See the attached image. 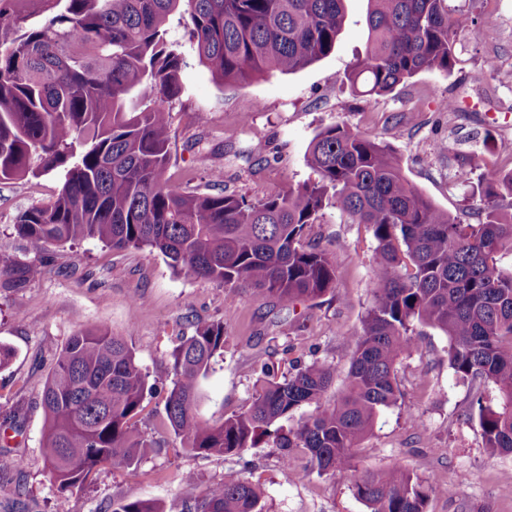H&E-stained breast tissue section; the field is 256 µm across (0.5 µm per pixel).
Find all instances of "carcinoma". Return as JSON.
Instances as JSON below:
<instances>
[{"label":"carcinoma","instance_id":"carcinoma-1","mask_svg":"<svg viewBox=\"0 0 512 512\" xmlns=\"http://www.w3.org/2000/svg\"><path fill=\"white\" fill-rule=\"evenodd\" d=\"M368 42L342 85L359 97L386 95L421 72L451 74L457 34L476 26L496 43L493 15L449 9L448 0H370ZM189 18L199 62L220 83L295 73L328 55L345 0H0V179L62 168L53 201L14 224L31 250L96 238L115 250L158 252L182 274L271 296L288 309L334 292L336 261L309 242L329 205L377 242L373 304L349 340L344 392L324 403L332 366L312 362L281 379L264 372L243 411L219 423L196 412L201 382L224 355L225 324L196 325L171 352L169 382L150 380L128 341L103 328L71 336L41 391L47 418L42 455L58 505L103 467L133 471L156 441L138 428L144 401L166 389V427L198 456L237 459L263 445L296 481L315 470L350 472L369 512H426L443 492L406 467L357 471L354 451L379 411L397 404L396 366L419 339L417 326L449 338L448 365L476 391L467 414L484 447L512 454V168L459 154L479 171L477 222L439 209L404 175L388 144L345 124L321 129L308 147L314 178L253 199L208 174L216 193L188 191L165 177L170 160L167 104L181 93L186 61L166 39L168 17ZM304 405L296 427L282 421ZM309 468L293 467L295 451ZM112 512H162L147 499L112 501ZM186 512H266L260 488L231 473L191 498Z\"/></svg>","mask_w":512,"mask_h":512}]
</instances>
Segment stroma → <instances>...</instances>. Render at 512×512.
I'll list each match as a JSON object with an SVG mask.
<instances>
[{
	"label": "stroma",
	"mask_w": 512,
	"mask_h": 512,
	"mask_svg": "<svg viewBox=\"0 0 512 512\" xmlns=\"http://www.w3.org/2000/svg\"><path fill=\"white\" fill-rule=\"evenodd\" d=\"M455 9L477 8L498 20L499 40L485 47L477 28L457 40L460 64L452 74L433 70L383 96L356 97L341 77L367 41L368 0H347L335 49L311 66L278 72L244 84H221L197 61L188 16H169L167 37L187 65L181 95L170 102L172 145L167 175L188 189L205 190V172L223 169L229 188L254 197L295 187L312 176L307 148L324 127L345 123L390 144L404 174L441 209L475 222L471 187L476 173L457 167V152L483 154L503 167L512 158L486 152L484 136L512 146V0H448ZM456 99L453 112L441 98ZM447 149L438 153L437 142ZM63 171L0 180V343L14 351L0 370V453L22 458L21 471H0V512H54L57 487L44 465L45 414L40 393L70 336L104 327L123 336L151 378L168 374L169 354L200 321L231 314L224 355L202 384L199 413L217 420L244 409L263 368L277 375L296 364L326 360L334 367L329 398L344 388L349 339L370 308L371 270L377 243L368 225L352 223L326 207L310 238L336 259V291L284 310L239 289L175 273L168 259L149 250L113 251L96 239L32 251L14 229L18 214L58 194ZM42 270L30 276L32 267ZM143 305L131 310L130 299ZM448 338L426 327L417 347L397 366L400 398L383 409L356 450L357 468L401 464L423 480L451 485L430 497L427 512H512V456L484 447L476 424L465 418L470 385L448 365ZM161 397L148 398L139 426L163 440L136 471L107 468L74 491L67 512H111L113 500L151 499L163 512H183L190 497L182 477L200 485L223 478L236 463L200 457L181 448L165 426ZM251 480L269 512H368L344 478L310 474L301 482L281 470L273 449L247 454Z\"/></svg>",
	"instance_id": "1"
}]
</instances>
